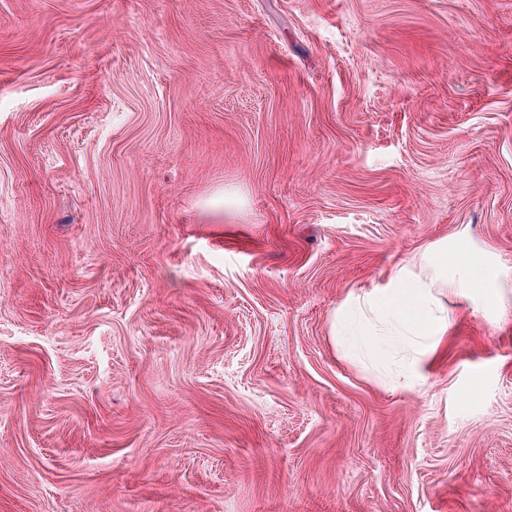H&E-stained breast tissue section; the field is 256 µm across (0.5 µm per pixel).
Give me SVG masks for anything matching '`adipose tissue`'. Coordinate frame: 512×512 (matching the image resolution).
<instances>
[{
    "label": "adipose tissue",
    "mask_w": 512,
    "mask_h": 512,
    "mask_svg": "<svg viewBox=\"0 0 512 512\" xmlns=\"http://www.w3.org/2000/svg\"><path fill=\"white\" fill-rule=\"evenodd\" d=\"M466 263L469 275L463 279L449 276L447 261L438 256L428 257L417 273L398 268L385 284L344 302L338 316L340 335L374 358H384L391 347H402L405 355L392 382L406 383L422 370L448 332L444 295L480 301L487 310L501 303V269L472 257Z\"/></svg>",
    "instance_id": "ef3b65f1"
}]
</instances>
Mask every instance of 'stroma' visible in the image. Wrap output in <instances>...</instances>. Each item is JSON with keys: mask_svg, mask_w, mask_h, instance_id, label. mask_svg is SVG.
<instances>
[{"mask_svg": "<svg viewBox=\"0 0 512 512\" xmlns=\"http://www.w3.org/2000/svg\"><path fill=\"white\" fill-rule=\"evenodd\" d=\"M429 251L505 309L388 387ZM0 512H512V0H0ZM464 257L470 271L466 278L449 277L448 262L429 256L419 273L402 266L385 284L353 296L341 306L338 331L349 344L380 359L393 346L405 350L392 385L404 384L419 373L448 333L444 295L469 302L476 299L484 310L501 303V269L469 255Z\"/></svg>", "mask_w": 512, "mask_h": 512, "instance_id": "35a3bbf8", "label": "stroma"}]
</instances>
